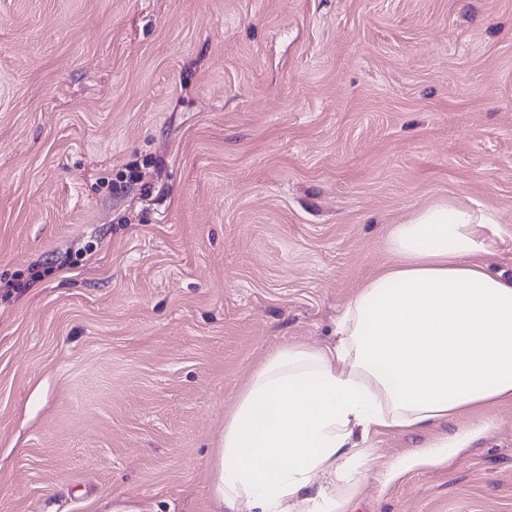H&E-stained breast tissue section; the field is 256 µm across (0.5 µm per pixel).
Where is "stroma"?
Returning <instances> with one entry per match:
<instances>
[{"label":"stroma","instance_id":"1","mask_svg":"<svg viewBox=\"0 0 512 512\" xmlns=\"http://www.w3.org/2000/svg\"><path fill=\"white\" fill-rule=\"evenodd\" d=\"M441 198L512 277V0H0V512H209L259 361ZM371 444L356 512H512V402ZM487 425L471 426L444 433L416 448L409 456L395 459L389 467V476L395 477L418 465H443L448 458L462 452L469 443L487 430Z\"/></svg>","mask_w":512,"mask_h":512}]
</instances>
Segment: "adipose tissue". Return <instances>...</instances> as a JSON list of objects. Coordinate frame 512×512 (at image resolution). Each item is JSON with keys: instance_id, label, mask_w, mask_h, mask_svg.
<instances>
[{"instance_id": "adipose-tissue-1", "label": "adipose tissue", "mask_w": 512, "mask_h": 512, "mask_svg": "<svg viewBox=\"0 0 512 512\" xmlns=\"http://www.w3.org/2000/svg\"><path fill=\"white\" fill-rule=\"evenodd\" d=\"M496 222L441 199L388 227L393 261L342 307L335 342L276 347L237 393L210 459L211 512H355L374 433L512 400V277L486 260ZM484 431L441 434L389 474L445 464Z\"/></svg>"}]
</instances>
